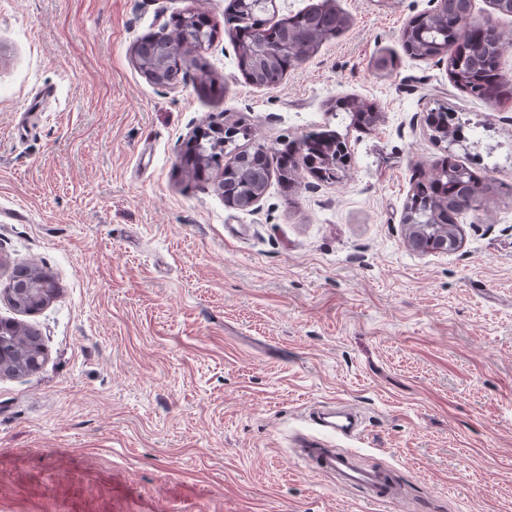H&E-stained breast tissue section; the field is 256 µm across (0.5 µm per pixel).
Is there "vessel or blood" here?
Masks as SVG:
<instances>
[{"label": "vessel or blood", "instance_id": "b4317fda", "mask_svg": "<svg viewBox=\"0 0 512 512\" xmlns=\"http://www.w3.org/2000/svg\"><path fill=\"white\" fill-rule=\"evenodd\" d=\"M309 419L326 438L316 434H297L294 454L304 469L314 475L333 477L337 487L360 491L372 503L402 499L403 488L390 467L363 465L353 450H342L329 444L328 435L356 437L362 426L360 415L351 406L340 405L313 411Z\"/></svg>", "mask_w": 512, "mask_h": 512}]
</instances>
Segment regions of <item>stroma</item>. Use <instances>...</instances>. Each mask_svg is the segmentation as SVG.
I'll return each mask as SVG.
<instances>
[{
  "label": "stroma",
  "mask_w": 512,
  "mask_h": 512,
  "mask_svg": "<svg viewBox=\"0 0 512 512\" xmlns=\"http://www.w3.org/2000/svg\"><path fill=\"white\" fill-rule=\"evenodd\" d=\"M229 0H0V289L38 262L60 287L35 315L45 358L0 374V512H512V106L471 98L447 58L402 32L437 0H332L348 19L280 84L237 66ZM194 9L220 30L196 71L150 82L133 49ZM506 42L512 15L471 0ZM374 104L356 129L336 98ZM470 123L452 151L499 191L459 218L462 244L405 242L414 182L443 156L425 124ZM241 120L275 147L344 137L340 182L306 168L285 194L229 207L180 155ZM348 402L404 501L372 504L293 454L320 405Z\"/></svg>",
  "instance_id": "1"
}]
</instances>
